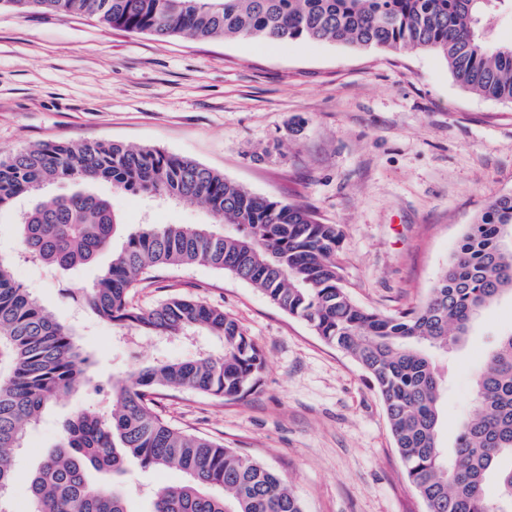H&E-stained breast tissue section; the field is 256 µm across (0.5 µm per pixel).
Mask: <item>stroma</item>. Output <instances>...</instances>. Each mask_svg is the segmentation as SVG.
Returning a JSON list of instances; mask_svg holds the SVG:
<instances>
[{"label":"stroma","instance_id":"1","mask_svg":"<svg viewBox=\"0 0 512 512\" xmlns=\"http://www.w3.org/2000/svg\"><path fill=\"white\" fill-rule=\"evenodd\" d=\"M157 147L192 159L269 199L310 206L340 225L337 261L361 307L386 315L421 305L468 224L495 196L512 195V103L460 85L433 51L392 52L329 41L160 39L96 19L0 11V158L44 142ZM68 180L0 208V254L15 279L94 359V383L58 398L16 453L26 473L83 408L111 410L112 380L134 360L220 355L217 340L121 339L77 303L112 259L62 273L17 256V226L37 202L69 194ZM126 231L140 224H206L196 203L150 201L100 180ZM184 294L223 308L265 356L259 386L243 399L164 389L174 426L259 461L288 484L304 512H424L410 487L384 407L356 362L327 345L249 283L205 265L167 267L132 292L149 308ZM512 331V296L487 307L448 351L451 385L441 441L454 448L474 408L475 378L495 339ZM175 468L128 461L119 478L129 512H151L150 488L179 485Z\"/></svg>","mask_w":512,"mask_h":512}]
</instances>
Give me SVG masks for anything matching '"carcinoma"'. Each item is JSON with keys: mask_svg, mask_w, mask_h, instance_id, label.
Instances as JSON below:
<instances>
[{"mask_svg": "<svg viewBox=\"0 0 512 512\" xmlns=\"http://www.w3.org/2000/svg\"><path fill=\"white\" fill-rule=\"evenodd\" d=\"M19 13L92 16L102 24L159 38L246 36L268 43L324 40L366 49L435 50L453 76L485 97L512 102V44L490 38L492 20L512 0H0ZM54 180H106L120 192L196 202L209 224H143L118 250L112 199L85 190L41 203L19 224V253L71 270L112 251L108 269L81 295L99 318L122 331L167 338L206 332L224 354L134 363L112 381V411L76 412L62 442L28 475L27 512H128L123 489L95 483L143 469L175 467L177 486L152 492V512H303L288 484L263 464L179 429L158 410L162 388L224 401L260 384L264 355L224 309L174 296L150 309L131 291L150 271L208 265L261 290L304 320L325 343L350 354L385 409L407 481L425 512H512V332L502 336L476 380L475 411L452 453L440 443V399L447 369L437 358L464 340L473 309L512 295V195L488 201L419 307L385 315L357 305L342 283L337 224L306 205L257 196L224 174L159 148L116 143H47L0 158V208ZM0 342L12 368L0 381V512H18L5 494L17 477L14 451L49 404L92 384L90 357L73 329L53 319L0 258ZM494 478L499 495L484 486Z\"/></svg>", "mask_w": 512, "mask_h": 512, "instance_id": "cac0c4a2", "label": "carcinoma"}]
</instances>
